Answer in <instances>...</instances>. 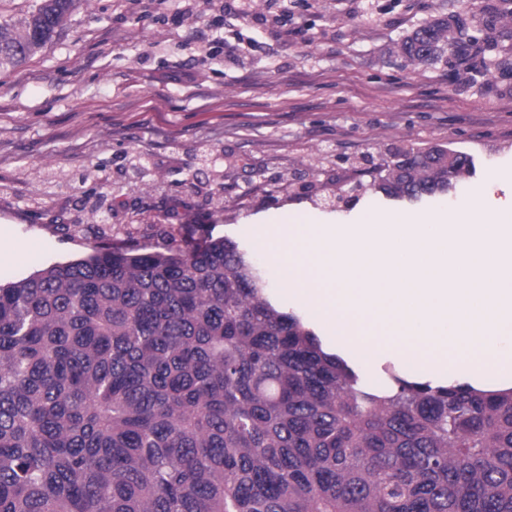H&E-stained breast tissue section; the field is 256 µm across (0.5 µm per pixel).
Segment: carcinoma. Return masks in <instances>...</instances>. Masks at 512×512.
Instances as JSON below:
<instances>
[{
	"instance_id": "obj_1",
	"label": "carcinoma",
	"mask_w": 512,
	"mask_h": 512,
	"mask_svg": "<svg viewBox=\"0 0 512 512\" xmlns=\"http://www.w3.org/2000/svg\"><path fill=\"white\" fill-rule=\"evenodd\" d=\"M75 0L0 22V68L61 33ZM480 51L459 13L398 46ZM390 197L446 194L472 159L397 148ZM228 237L98 250L0 286V512H512V388L375 385L266 295Z\"/></svg>"
}]
</instances>
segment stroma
<instances>
[{"label":"stroma","mask_w":512,"mask_h":512,"mask_svg":"<svg viewBox=\"0 0 512 512\" xmlns=\"http://www.w3.org/2000/svg\"><path fill=\"white\" fill-rule=\"evenodd\" d=\"M502 0H78L64 32L0 70V283L100 249L163 251L224 236L251 248L270 300L314 318L255 250L285 209L350 224L366 212L512 201V23ZM467 15L468 71L397 54L422 21ZM443 146L474 172L448 194L390 199L368 169Z\"/></svg>","instance_id":"stroma-1"}]
</instances>
